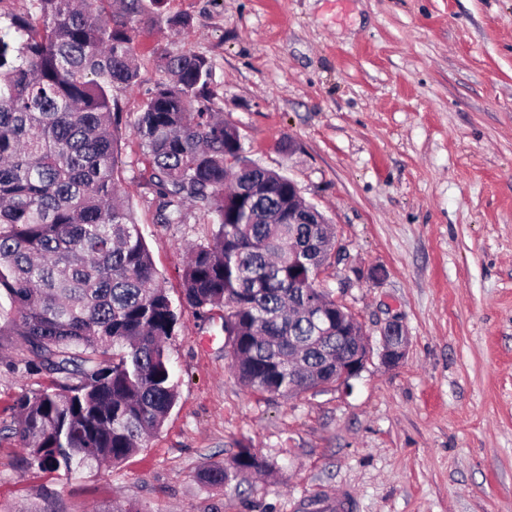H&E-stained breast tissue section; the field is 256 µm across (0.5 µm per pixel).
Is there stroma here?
<instances>
[{"label":"stroma","mask_w":512,"mask_h":512,"mask_svg":"<svg viewBox=\"0 0 512 512\" xmlns=\"http://www.w3.org/2000/svg\"><path fill=\"white\" fill-rule=\"evenodd\" d=\"M174 16L189 19L175 32ZM139 112L160 57L206 56L215 107L246 155L296 183L333 224L343 259L321 284L358 317L370 356L349 387L283 400L237 381L220 319L181 311L168 342L178 400L135 455L66 477L25 468L8 431L42 379L0 349V512L42 488L54 512L115 500L144 512H512V0H166L139 26ZM119 188L179 299L185 250L210 229L156 221L145 161L123 136ZM408 336L382 364L391 318ZM276 474L219 486L203 466L239 445Z\"/></svg>","instance_id":"1"}]
</instances>
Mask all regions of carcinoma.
<instances>
[{"mask_svg":"<svg viewBox=\"0 0 512 512\" xmlns=\"http://www.w3.org/2000/svg\"><path fill=\"white\" fill-rule=\"evenodd\" d=\"M165 0H122L103 17L94 0H29L0 27V347L12 369L45 378L15 401L10 432L27 468L71 475L119 463L143 447L175 406L167 342L187 306L222 311L225 346L245 388L271 398L317 386L336 355L357 346L333 297L311 281L335 250L322 213L290 179L248 161L238 130L217 116L210 60L165 56L169 78L126 123L114 91L137 84L135 39ZM140 141L159 224L188 207L211 218L190 247L174 303L159 282L116 158L123 130ZM274 467L243 446L204 479L229 485Z\"/></svg>","mask_w":512,"mask_h":512,"instance_id":"1","label":"carcinoma"}]
</instances>
